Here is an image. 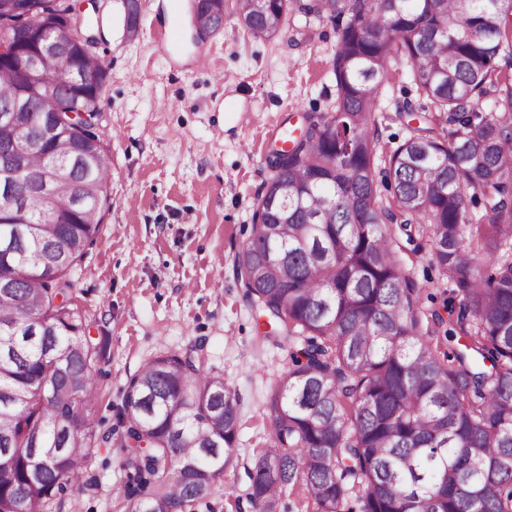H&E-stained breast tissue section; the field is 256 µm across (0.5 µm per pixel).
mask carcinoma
<instances>
[{
	"label": "carcinoma",
	"mask_w": 512,
	"mask_h": 512,
	"mask_svg": "<svg viewBox=\"0 0 512 512\" xmlns=\"http://www.w3.org/2000/svg\"><path fill=\"white\" fill-rule=\"evenodd\" d=\"M16 22L36 34L70 17L68 0H19ZM338 33L336 100L309 112L258 197L252 234L236 256L244 297L265 318L262 339L291 350L266 399L267 447L247 470L252 512H279L285 488L310 512H512V0H237L254 36L283 31L288 11ZM197 24L218 28L208 0ZM412 67L418 96L398 107L428 117L383 160L375 180L377 108L388 65ZM71 72L46 56L29 86L33 109L59 114L53 155L30 153L32 172L66 167L53 183L59 209L73 183L97 194L70 224L38 191L23 212L0 211V512H44L112 443L93 428L95 365L107 344L90 336L68 274L96 241L109 201L102 144L96 161L74 149L98 136L89 112L106 71L91 54ZM19 94L15 59L0 60V113ZM87 109L82 121L70 112ZM481 206L482 213L468 210ZM430 241L449 279L448 318L466 355L439 357L421 330L419 288L395 255L389 225ZM487 253L488 262L478 254ZM236 391L189 355H161L130 380L120 408L127 512H196L238 443ZM150 429L146 448L139 426ZM20 448L22 452L14 453Z\"/></svg>",
	"instance_id": "cac0c4a2"
}]
</instances>
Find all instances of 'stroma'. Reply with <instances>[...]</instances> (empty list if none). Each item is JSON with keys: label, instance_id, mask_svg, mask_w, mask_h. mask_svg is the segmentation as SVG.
<instances>
[{"label": "stroma", "instance_id": "1", "mask_svg": "<svg viewBox=\"0 0 512 512\" xmlns=\"http://www.w3.org/2000/svg\"><path fill=\"white\" fill-rule=\"evenodd\" d=\"M74 2L107 72L97 107L112 173L99 235L69 275L91 336L107 340L95 367L94 426L101 433L117 426L124 391L151 358L198 352L237 392L241 422L237 458L200 512H250L245 469L268 444L263 404L290 359L259 340L234 259L251 235L271 148L304 113L332 106L337 32L292 11L282 34L255 36L241 27L236 0H225L222 30H197L185 10L179 39L166 49L156 32L169 0H140L133 39L122 0ZM383 88L378 139L387 152L407 136L398 103L417 96L405 59L391 61ZM396 256L420 290V310H443L450 283L429 244L398 247ZM121 460L117 445L96 448V486L68 488L62 512H123Z\"/></svg>", "mask_w": 512, "mask_h": 512}]
</instances>
